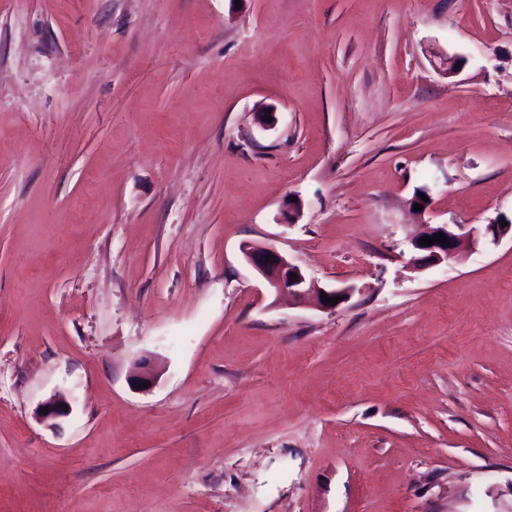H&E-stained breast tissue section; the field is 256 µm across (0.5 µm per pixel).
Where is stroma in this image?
Wrapping results in <instances>:
<instances>
[{"mask_svg":"<svg viewBox=\"0 0 512 512\" xmlns=\"http://www.w3.org/2000/svg\"><path fill=\"white\" fill-rule=\"evenodd\" d=\"M501 214L512 0H0V512H512ZM500 221L501 220H496L489 222V224H484L481 229L471 227L466 231V234L472 235L473 239L476 241L483 238L493 243L498 242L509 232L512 238V219L510 222H507V225L504 227H501ZM453 225L458 231L466 229V224ZM455 228L451 227L450 224H439L432 228L431 231L427 234L412 239L410 244L416 254L413 258L414 262L419 267L434 266L443 262H448V259L454 257L455 255L457 241L460 236L458 233H456ZM439 233H443V235L448 238L447 244L437 242L431 246H419V239L422 237L429 236L434 239V235H439ZM241 251L270 288L277 292L288 293L297 301L303 300L310 293H315L320 307L335 308L348 299L353 292L349 288L331 290L317 288L314 282L307 279L300 266L291 262L280 252L263 244L246 243L242 245ZM267 255H270V258H267ZM292 274H296V277H292ZM321 294H327L330 298L341 296L342 300L337 304L332 301L330 304H326L322 301Z\"/></svg>","mask_w":512,"mask_h":512,"instance_id":"35a3bbf8","label":"stroma"}]
</instances>
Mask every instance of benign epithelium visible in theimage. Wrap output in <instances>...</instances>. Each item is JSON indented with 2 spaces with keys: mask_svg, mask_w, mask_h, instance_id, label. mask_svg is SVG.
Returning a JSON list of instances; mask_svg holds the SVG:
<instances>
[{
  "mask_svg": "<svg viewBox=\"0 0 512 512\" xmlns=\"http://www.w3.org/2000/svg\"><path fill=\"white\" fill-rule=\"evenodd\" d=\"M462 230L466 231V234L472 236L475 240L483 238L495 243L507 234L512 233V224L509 223L503 227L500 221L496 220L483 225L480 229L476 227L467 229L463 224H457L453 227L448 224H439L432 228L427 236L432 238L441 233L448 238V242L421 246L419 245V239L411 240V246L415 252L414 262L420 267H427L448 261L455 255L459 232ZM241 251L270 288L286 293L297 301H301L308 294L313 293L316 295L320 307L334 308L336 304L325 303L322 301V295L326 294L330 298L340 296L346 300L353 292L351 288L327 290L316 287L314 282L307 279L300 266L291 262L280 252L263 244L246 243L242 245ZM41 407L49 408L48 412L40 414V419L43 422L66 417L71 411L70 403L66 399L56 396L46 400L41 404Z\"/></svg>",
  "mask_w": 512,
  "mask_h": 512,
  "instance_id": "benign-epithelium-1",
  "label": "benign epithelium"
}]
</instances>
